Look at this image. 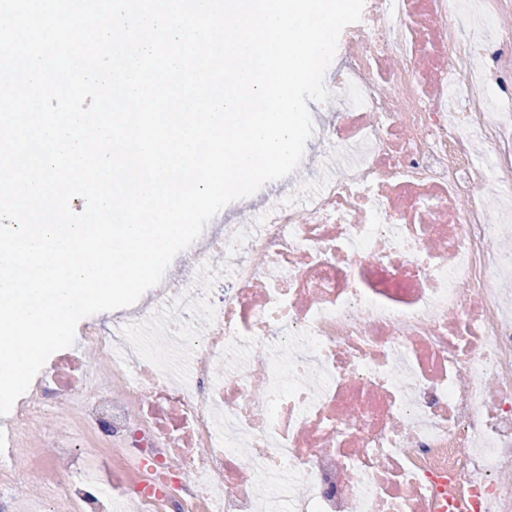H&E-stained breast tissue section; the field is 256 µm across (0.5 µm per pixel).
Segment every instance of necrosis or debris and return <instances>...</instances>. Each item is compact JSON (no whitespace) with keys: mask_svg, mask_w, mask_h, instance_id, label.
<instances>
[{"mask_svg":"<svg viewBox=\"0 0 512 512\" xmlns=\"http://www.w3.org/2000/svg\"><path fill=\"white\" fill-rule=\"evenodd\" d=\"M323 129L344 169L198 262L185 367L85 322L0 428V512H512V0H373ZM201 289L171 301L180 343ZM13 495L17 500L19 512H41L39 511V503L43 492L37 488L27 485L16 486Z\"/></svg>","mask_w":512,"mask_h":512,"instance_id":"necrosis-or-debris-1","label":"necrosis or debris"}]
</instances>
